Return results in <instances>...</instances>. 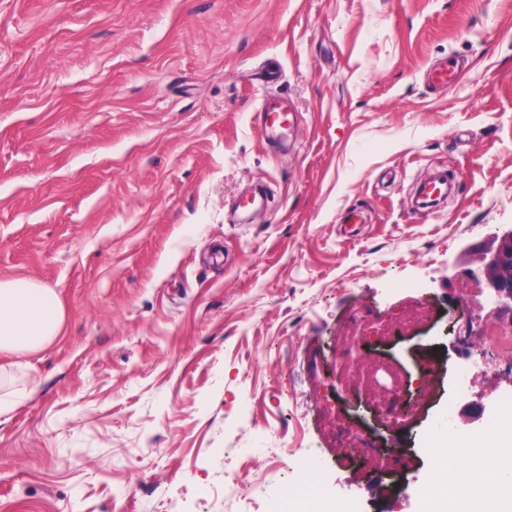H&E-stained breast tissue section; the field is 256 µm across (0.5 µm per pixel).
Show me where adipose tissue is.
<instances>
[{"label": "adipose tissue", "mask_w": 512, "mask_h": 512, "mask_svg": "<svg viewBox=\"0 0 512 512\" xmlns=\"http://www.w3.org/2000/svg\"><path fill=\"white\" fill-rule=\"evenodd\" d=\"M63 305L52 288L0 281V350L41 349L61 330ZM434 465L419 512H512V414L499 427L474 437L449 439L436 427Z\"/></svg>", "instance_id": "adipose-tissue-1"}]
</instances>
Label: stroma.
Returning <instances> with one entry per match:
<instances>
[{
  "instance_id": "obj_1",
  "label": "stroma",
  "mask_w": 512,
  "mask_h": 512,
  "mask_svg": "<svg viewBox=\"0 0 512 512\" xmlns=\"http://www.w3.org/2000/svg\"><path fill=\"white\" fill-rule=\"evenodd\" d=\"M509 227L512 0H0V280L65 312L0 351V512H417L446 413L512 412L479 262ZM460 73L458 68L452 64H444L431 68L427 72L428 84L435 88H444L451 91L459 82ZM291 112L288 113L284 101L269 103L259 115V122L265 128L278 127L288 129ZM336 440L340 448H363L367 453H376L379 448H375L369 440L351 434L341 422H336ZM348 511H345L344 509H336V506L334 507L331 503L320 501L317 504H315L312 501H309L304 494L302 493H295L293 496L291 502H290V512H335V511H342V512H355V506H349L346 508Z\"/></svg>"
}]
</instances>
